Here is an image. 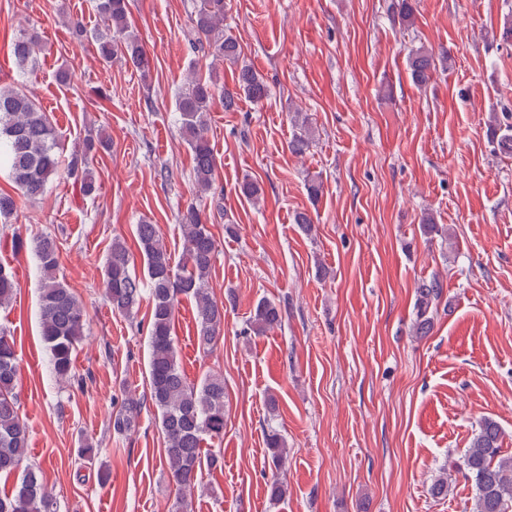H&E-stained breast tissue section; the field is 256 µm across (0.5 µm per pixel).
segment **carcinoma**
<instances>
[{"instance_id": "1", "label": "carcinoma", "mask_w": 512, "mask_h": 512, "mask_svg": "<svg viewBox=\"0 0 512 512\" xmlns=\"http://www.w3.org/2000/svg\"><path fill=\"white\" fill-rule=\"evenodd\" d=\"M225 0H198L186 35L191 50L211 57L208 75L197 66L189 69L185 91L176 98L179 123L193 157L196 195L203 198L213 189L215 156L207 136L208 112L219 102L224 111L233 112L245 97L258 105L269 94L265 79L243 60L242 48L224 33ZM96 12L106 30L94 34L97 54L107 65L120 61L144 77L151 61L137 34L127 22V0H96ZM40 40L29 30H22L11 43V55L20 82L27 81L37 66ZM234 68L235 87L220 83L216 62ZM432 53L419 46L409 56L414 82L423 85L430 78ZM294 135L288 149L295 155L305 153L311 144L307 121ZM498 150L512 154V123L494 127ZM107 148L109 136L99 133L82 150L62 160L58 134L49 118L22 86L0 87V162L7 165L9 178L19 194L35 200L61 170L80 184L84 195L92 196L99 184L90 167L89 154L95 146ZM240 194L258 204L264 196L259 182L244 179ZM17 210L16 197L0 191V221L8 223ZM179 225L184 247L179 262L163 244L158 225L142 221L136 225V241L145 271L136 272L126 242L115 238L105 259L103 296L112 311L131 315L144 296H149L151 311L147 326L149 400L157 410L165 442V461L179 497V512H189L191 498L199 486L198 474L204 463V440L224 439V376L206 375L191 384L179 366L174 336L175 316L182 298L196 305L197 335L202 349L210 350L224 333V302L209 292L208 276L216 257V241L207 224L205 209L190 203L180 212ZM31 249L41 273L39 296L40 335L48 352L50 374L61 384L82 387L86 377L76 372L74 354L89 320L85 303L60 280L57 239L40 236ZM443 284L434 278L417 288L415 331H429ZM16 291L12 273L0 266V308L11 303ZM282 308L276 301L262 297L253 306L243 334L262 336L282 325ZM15 341L10 331L0 327V474L15 475L14 487L0 494V512H60V502L47 490L40 467L26 464L27 433L19 413ZM108 428L117 436H127L136 429L144 400L126 389L112 398ZM271 465L283 467L287 457L286 441L274 427L265 433ZM502 429L496 421L484 418L469 448L453 470L471 481L475 488L473 512H512V456L503 454ZM101 449L83 439L78 457L83 467L92 468Z\"/></svg>"}]
</instances>
